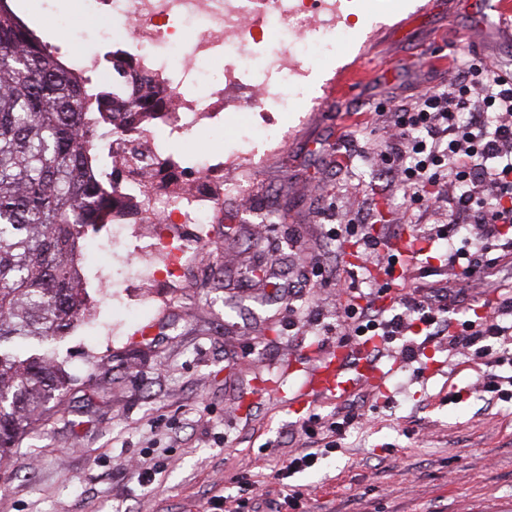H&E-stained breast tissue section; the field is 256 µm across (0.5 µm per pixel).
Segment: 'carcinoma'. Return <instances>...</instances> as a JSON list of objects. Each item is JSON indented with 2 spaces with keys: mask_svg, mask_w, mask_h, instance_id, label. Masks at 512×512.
Wrapping results in <instances>:
<instances>
[{
  "mask_svg": "<svg viewBox=\"0 0 512 512\" xmlns=\"http://www.w3.org/2000/svg\"><path fill=\"white\" fill-rule=\"evenodd\" d=\"M84 95L0 0V456L74 382L27 347L67 335L84 316L79 252L102 199ZM150 102L146 91L113 110L112 129L126 131Z\"/></svg>",
  "mask_w": 512,
  "mask_h": 512,
  "instance_id": "cac0c4a2",
  "label": "carcinoma"
}]
</instances>
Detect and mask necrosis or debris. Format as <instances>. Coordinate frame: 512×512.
Listing matches in <instances>:
<instances>
[{
  "label": "necrosis or debris",
  "mask_w": 512,
  "mask_h": 512,
  "mask_svg": "<svg viewBox=\"0 0 512 512\" xmlns=\"http://www.w3.org/2000/svg\"><path fill=\"white\" fill-rule=\"evenodd\" d=\"M90 19H105L98 46L75 69L90 91L92 117L99 124L104 154L113 146L145 154L155 187L143 190L132 179L119 183L100 224L86 232L87 248L106 252L127 264L140 282L163 276L165 282L184 277L191 254L224 219L225 195L250 202L252 186L243 178H225L228 164L251 167L258 148L274 151L289 136L288 113L319 105L309 89L310 58L334 62L342 47L352 45L350 17L368 10L367 0H81ZM281 24L277 47H269L272 24ZM265 57L264 75L252 72L249 61ZM148 79L163 92L150 122L135 131L113 133L108 118L112 95H129L113 77L114 63ZM202 83L205 96L185 88ZM247 108L248 137L228 156L186 161L174 153L172 141L198 129L224 130L228 108ZM281 113L278 121L262 118Z\"/></svg>",
  "instance_id": "1"
}]
</instances>
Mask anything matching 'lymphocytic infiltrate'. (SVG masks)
Returning <instances> with one entry per match:
<instances>
[{
  "label": "lymphocytic infiltrate",
  "instance_id": "lymphocytic-infiltrate-1",
  "mask_svg": "<svg viewBox=\"0 0 512 512\" xmlns=\"http://www.w3.org/2000/svg\"><path fill=\"white\" fill-rule=\"evenodd\" d=\"M388 175L412 198L447 203V223L436 226L433 242L447 245L448 261L470 278L483 269L481 251L488 242L512 249L503 226L512 227V77L484 61L468 65L447 89L430 91L386 122ZM403 312L385 317L383 310L347 301L343 312L352 323L351 335L373 334L389 341L406 335L418 321L430 337L447 335L446 295L405 300ZM455 346L471 349L483 365L482 388L499 400L512 399L505 379L496 374L512 345V298L502 300L481 321H465L449 335ZM301 453L288 457L277 477L284 480L314 468L335 451L336 443L320 437L312 423H303ZM238 492L225 497L224 512H285L297 493L279 489L265 498L248 474L236 477Z\"/></svg>",
  "mask_w": 512,
  "mask_h": 512
}]
</instances>
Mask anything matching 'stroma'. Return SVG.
<instances>
[{"label":"stroma","instance_id":"35a3bbf8","mask_svg":"<svg viewBox=\"0 0 512 512\" xmlns=\"http://www.w3.org/2000/svg\"><path fill=\"white\" fill-rule=\"evenodd\" d=\"M384 2L381 17L359 15L362 37L344 59L368 76L341 93V72L320 67L319 109L296 113L288 144L254 174L258 204L287 209L285 223H257L225 198L223 223L183 281L118 289L115 304H91L68 336L35 345L74 384L0 463V512H208L211 498L236 494L243 470L278 489L301 424L345 406L291 399L311 357L343 345L331 329L345 288L385 309L393 296L377 293L383 270L329 230L362 215L366 232L389 244L443 222L390 183L384 121L447 89L470 58L512 69V40L501 34L512 20L489 0ZM482 16L479 42L471 29ZM33 24L74 53L95 45L96 23L76 0H42ZM244 125V113H227L223 136L203 130L181 149L223 153ZM482 260L491 277L465 279L440 245L424 244L399 289H463L450 318L478 319L512 296V254L493 249ZM415 342L413 361L387 344L386 379L364 386L375 404L361 424L317 468L290 477L303 493L295 512H512V401H488L466 350ZM145 454L164 464L148 487L125 468Z\"/></svg>","mask_w":512,"mask_h":512}]
</instances>
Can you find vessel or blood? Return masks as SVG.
<instances>
[{
	"label": "vessel or blood",
	"instance_id": "1",
	"mask_svg": "<svg viewBox=\"0 0 512 512\" xmlns=\"http://www.w3.org/2000/svg\"><path fill=\"white\" fill-rule=\"evenodd\" d=\"M379 375V369L368 360H360L351 367L343 356L331 353L307 370L295 400L300 403L314 396H342L357 385L378 379Z\"/></svg>",
	"mask_w": 512,
	"mask_h": 512
}]
</instances>
